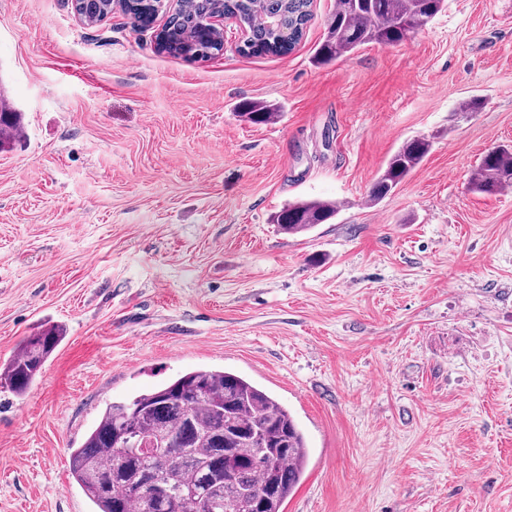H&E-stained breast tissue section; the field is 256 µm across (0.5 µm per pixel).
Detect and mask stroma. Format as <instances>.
<instances>
[{
	"label": "stroma",
	"instance_id": "obj_1",
	"mask_svg": "<svg viewBox=\"0 0 512 512\" xmlns=\"http://www.w3.org/2000/svg\"><path fill=\"white\" fill-rule=\"evenodd\" d=\"M86 25L0 0V361L65 338L24 399L0 391V512H91L70 474L112 400L201 366L288 408L309 461L285 512H512V189L471 191L512 144V0H448L396 46L301 40L201 60L160 50L167 6ZM477 98L479 111L456 114ZM274 108L254 125L242 102ZM431 149L378 204L409 138ZM327 199L310 233L269 217ZM20 113L7 112V105H0V150L2 151L21 132Z\"/></svg>",
	"mask_w": 512,
	"mask_h": 512
}]
</instances>
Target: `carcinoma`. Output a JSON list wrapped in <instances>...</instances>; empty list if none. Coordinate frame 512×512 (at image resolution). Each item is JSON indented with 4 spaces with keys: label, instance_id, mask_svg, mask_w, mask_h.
I'll list each match as a JSON object with an SVG mask.
<instances>
[{
    "label": "carcinoma",
    "instance_id": "cac0c4a2",
    "mask_svg": "<svg viewBox=\"0 0 512 512\" xmlns=\"http://www.w3.org/2000/svg\"><path fill=\"white\" fill-rule=\"evenodd\" d=\"M99 0L84 14L93 25L112 13ZM312 0H176L163 29L164 50L201 59L224 50V34L190 41L208 18L224 15L248 32L242 51L281 53L296 44L312 17ZM447 0H335L327 31L314 54L329 65L368 44L394 46L428 25ZM241 117L266 124L277 113L244 104ZM21 132L20 113L0 105V150ZM425 138L406 141L373 183L369 200L390 195L425 159ZM471 189L497 194L512 188V147L488 151L470 177ZM340 205L301 200L271 217L288 235L332 220ZM64 339L51 327L23 339L0 363V387L24 398ZM163 447L146 451L143 437ZM308 462L305 436L290 412L251 381L232 372L196 369L131 399L109 404L99 423L70 451L71 473L93 512H282Z\"/></svg>",
    "mask_w": 512,
    "mask_h": 512
}]
</instances>
